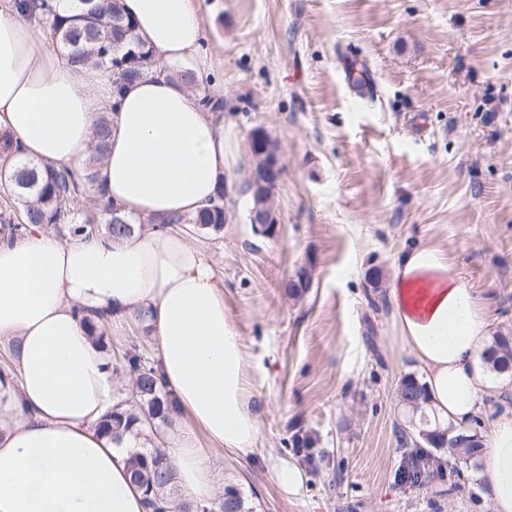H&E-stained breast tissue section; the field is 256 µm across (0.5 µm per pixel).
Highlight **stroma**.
I'll return each mask as SVG.
<instances>
[{"label":"stroma","instance_id":"1","mask_svg":"<svg viewBox=\"0 0 512 512\" xmlns=\"http://www.w3.org/2000/svg\"><path fill=\"white\" fill-rule=\"evenodd\" d=\"M206 68L224 102L229 186L264 127L283 174L279 222L256 234L246 197L223 231L193 240L224 304L262 407L255 452L209 456L218 486L254 512H488L472 465L402 481L410 424L398 402L418 374L390 315L402 251L434 246L512 336V0H198ZM365 72L353 85L352 69ZM311 274L288 293L299 269ZM311 438L304 454L298 439ZM305 479L284 491L273 468Z\"/></svg>","mask_w":512,"mask_h":512}]
</instances>
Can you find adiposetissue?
<instances>
[{
  "mask_svg": "<svg viewBox=\"0 0 512 512\" xmlns=\"http://www.w3.org/2000/svg\"><path fill=\"white\" fill-rule=\"evenodd\" d=\"M156 63L117 86L101 67L46 51L34 24L0 5V132L24 158L77 167L100 110L111 137L100 167L105 196L136 224L131 234L63 238L41 226L0 240V342L14 346L16 385H0V512H146L129 449L102 435L121 381L86 316L114 325L142 318L159 377L176 405L166 453L179 499L215 495L207 450L247 458L259 409L247 387L243 343L224 306V283L194 242L159 218L192 215L228 181L224 120L184 72L199 74L204 31L197 0H121ZM402 348L426 372L440 423L467 426L485 407L481 358L489 322L447 256L416 247L388 285ZM491 512H512V410L493 423L481 458Z\"/></svg>",
  "mask_w": 512,
  "mask_h": 512,
  "instance_id": "1",
  "label": "adipose tissue"
}]
</instances>
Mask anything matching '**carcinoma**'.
Segmentation results:
<instances>
[{
  "label": "carcinoma",
  "mask_w": 512,
  "mask_h": 512,
  "mask_svg": "<svg viewBox=\"0 0 512 512\" xmlns=\"http://www.w3.org/2000/svg\"><path fill=\"white\" fill-rule=\"evenodd\" d=\"M13 7L30 20L42 24L52 45L63 50L73 63L104 67L115 79L129 83L146 74L154 58L134 31V24L123 13L120 0H66L60 10L47 0H13ZM109 116L102 112L95 126V152L80 167L57 169L18 157L9 137H0V155L8 163L9 196L22 200L26 207L17 218L10 207L0 209V224L9 230L8 237L22 236L32 224L53 227L71 235L104 231L117 238L131 232L133 220L102 201L99 162L107 147ZM96 193L97 207L83 209L75 204L79 189ZM224 188L216 192L210 207L195 216H173L159 220L162 225L191 224L199 230L224 228ZM489 370L501 374L512 370V337L496 336L484 355ZM113 371L130 379L138 392L135 399L123 394L100 424V430L120 443L127 436L144 437L149 443L129 459L135 483L144 488L149 512H166L163 504L173 500L175 469L167 458L164 443L154 429L172 426L175 409L170 393L160 381L155 363L137 347L126 349L112 361ZM399 402L410 406L418 428L428 431L426 444L433 448L448 447L465 460L480 457L482 421L476 418L470 427H438L424 403L426 389L414 374L404 376L398 385ZM178 512H251L237 488H224V497L208 504L178 503Z\"/></svg>",
  "instance_id": "obj_1"
}]
</instances>
